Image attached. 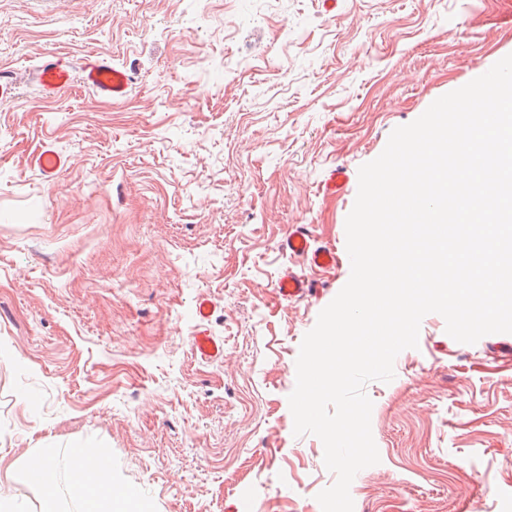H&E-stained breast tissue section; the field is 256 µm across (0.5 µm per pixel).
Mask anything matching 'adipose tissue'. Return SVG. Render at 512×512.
<instances>
[{
    "label": "adipose tissue",
    "instance_id": "obj_1",
    "mask_svg": "<svg viewBox=\"0 0 512 512\" xmlns=\"http://www.w3.org/2000/svg\"><path fill=\"white\" fill-rule=\"evenodd\" d=\"M85 450L74 449L72 455V477L66 489H59L53 480L54 463L50 455L39 454L44 477L40 485L44 491L41 512H57L60 495L81 502L83 512H146L140 494L133 487L118 486L112 482V469L106 456H95L94 468H84Z\"/></svg>",
    "mask_w": 512,
    "mask_h": 512
}]
</instances>
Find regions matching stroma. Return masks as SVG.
Wrapping results in <instances>:
<instances>
[{
	"label": "stroma",
	"instance_id": "obj_1",
	"mask_svg": "<svg viewBox=\"0 0 512 512\" xmlns=\"http://www.w3.org/2000/svg\"><path fill=\"white\" fill-rule=\"evenodd\" d=\"M89 54L130 73L124 98L28 77ZM510 54L512 0H0V497L39 512L19 463L50 453L63 487L79 443L150 512H321L336 476L288 397L350 277L358 169ZM292 224L340 261L283 301ZM202 296L219 361L191 346ZM394 373L366 386L380 461L354 512H512V334L463 344L430 313ZM35 165L49 181H55L66 167L64 155L58 153L52 146L45 145L34 158Z\"/></svg>",
	"mask_w": 512,
	"mask_h": 512
}]
</instances>
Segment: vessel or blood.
Returning a JSON list of instances; mask_svg holds the SVG:
<instances>
[{
    "label": "vessel or blood",
    "mask_w": 512,
    "mask_h": 512,
    "mask_svg": "<svg viewBox=\"0 0 512 512\" xmlns=\"http://www.w3.org/2000/svg\"><path fill=\"white\" fill-rule=\"evenodd\" d=\"M34 79L40 92L47 97L69 89L78 80L96 95L114 100L125 97L131 84L127 71L115 68L108 59L96 54L87 55L77 70L55 57L43 60L34 71ZM34 163L43 176L51 181L57 180L66 167L64 155L49 145L36 155ZM280 248L311 268H332L337 262L335 249L316 245L312 233L304 224L291 225L280 242ZM313 288L312 280L291 268L286 269L277 282L278 294L285 300L303 297ZM211 313V302L205 298L199 299L195 305L197 331L192 346L200 358L220 360L224 357V342L211 336L207 328Z\"/></svg>",
    "instance_id": "vessel-or-blood-1"
}]
</instances>
